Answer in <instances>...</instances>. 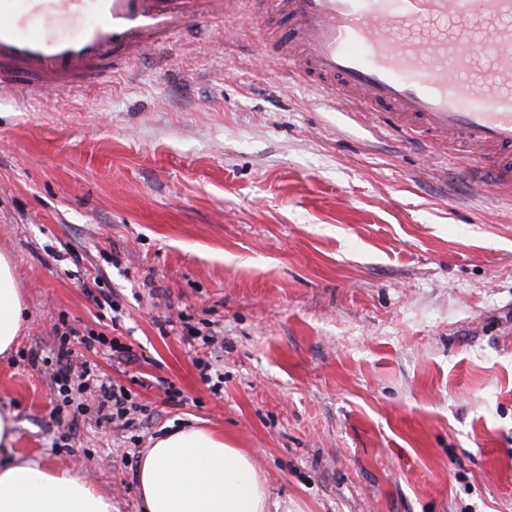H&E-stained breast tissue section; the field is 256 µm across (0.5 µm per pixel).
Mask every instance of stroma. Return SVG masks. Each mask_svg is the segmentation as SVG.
<instances>
[{
	"label": "stroma",
	"instance_id": "1",
	"mask_svg": "<svg viewBox=\"0 0 512 512\" xmlns=\"http://www.w3.org/2000/svg\"><path fill=\"white\" fill-rule=\"evenodd\" d=\"M266 26L209 21L84 91L0 96V252L28 317L0 355L14 454L140 512L142 452L194 423L286 512H512V204L266 63ZM62 318L117 341L84 358L144 406L135 427L56 423Z\"/></svg>",
	"mask_w": 512,
	"mask_h": 512
}]
</instances>
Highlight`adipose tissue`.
Instances as JSON below:
<instances>
[{"label": "adipose tissue", "mask_w": 512, "mask_h": 512, "mask_svg": "<svg viewBox=\"0 0 512 512\" xmlns=\"http://www.w3.org/2000/svg\"><path fill=\"white\" fill-rule=\"evenodd\" d=\"M25 306L10 257L0 253V355L22 331ZM15 413L0 407V512H112V498L46 459L12 454ZM143 512H274L265 479L245 451L198 426L169 428L139 462Z\"/></svg>", "instance_id": "obj_1"}]
</instances>
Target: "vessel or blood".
I'll return each instance as SVG.
<instances>
[{
	"instance_id": "vessel-or-blood-1",
	"label": "vessel or blood",
	"mask_w": 512,
	"mask_h": 512,
	"mask_svg": "<svg viewBox=\"0 0 512 512\" xmlns=\"http://www.w3.org/2000/svg\"><path fill=\"white\" fill-rule=\"evenodd\" d=\"M250 0H0V90L68 92ZM270 60L406 142L454 147L512 199V0H272Z\"/></svg>"
}]
</instances>
